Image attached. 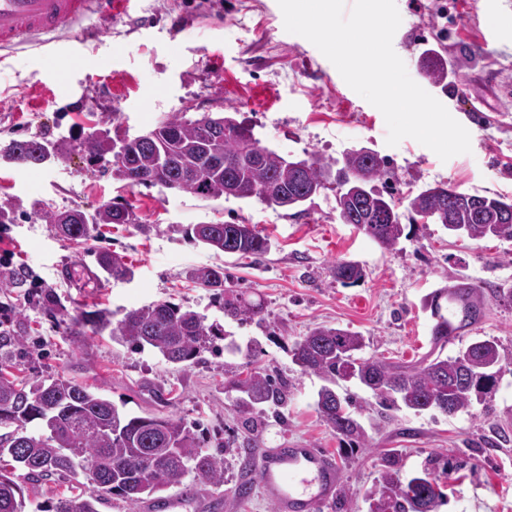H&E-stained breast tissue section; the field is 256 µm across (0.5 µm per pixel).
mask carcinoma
<instances>
[{
	"label": "carcinoma",
	"mask_w": 512,
	"mask_h": 512,
	"mask_svg": "<svg viewBox=\"0 0 512 512\" xmlns=\"http://www.w3.org/2000/svg\"><path fill=\"white\" fill-rule=\"evenodd\" d=\"M154 130L157 134L151 141L128 147L122 163H113L112 173H118L122 165L145 173L160 169L165 188L202 199H258L260 195L251 191L272 183L287 200L288 208L311 199L299 193L300 183L326 188L329 164L311 158L299 173L289 165V159L261 145L253 129L240 123L228 134H216L207 131L200 119L175 115L160 121ZM10 156L22 164L42 165L45 144L37 139L16 140ZM345 167L357 171L354 179L361 185L362 195L346 204L343 197H336L338 220L355 225L386 249L395 248L405 231L396 204L374 188H366L367 183L384 176V160L375 153L363 158L351 153ZM476 199L480 208L459 206L450 215L439 193L423 189L408 198V208L415 215H429L445 229L452 222L472 239L512 241V222L497 221L503 200L481 195ZM382 204L392 209L393 221L374 224L367 220V213ZM41 217L71 239L89 237L100 224H130L143 233L151 228L118 203L99 209L93 224L85 223L78 209L44 210ZM190 236L217 254L262 255L270 250L268 236L251 224H196L190 228ZM99 264L103 273L114 279L131 276L130 269L115 255L101 256ZM334 271L336 279L346 286L364 278L362 269L350 261L337 262ZM192 278L200 287L224 294L223 267L199 268ZM450 291L471 299L467 310L471 323L477 324L485 316L486 298L475 286L458 284L435 291L426 306L435 317L432 336L441 350L448 343V318L440 314V300H448ZM261 313L262 305L248 300L242 292L224 298L227 316L252 320ZM88 326L94 333L108 328L113 341L136 350L150 347L175 364L194 363L221 335L219 329L205 325L197 312L167 301L131 310L115 323L102 311L92 315L82 312L70 318L68 331L72 336H84ZM364 346L365 339L357 332L320 325L292 350V360L301 372L313 373L324 381L317 394V410L351 448L365 445L367 432L347 410L351 396H336V383L345 365H351L354 378L388 407L400 403L417 412L436 410L456 415L483 402L498 383L495 368L512 361V353L491 337L477 338L453 356L438 355L424 365L406 368L356 357ZM9 367V361L0 358V454L8 452L24 473L0 471V512H24L22 484L55 477H81L84 491L49 502L44 512H98L97 505L114 496L134 504L181 485L189 474L203 484L224 483V459L203 450L193 426L171 417L131 416L90 385L64 378L20 379L8 372ZM233 387L247 396L239 403L244 415L259 405L277 410L288 396V383L271 380L258 367L234 380ZM370 496L371 506L384 500L389 512H438L446 500L440 489L431 488L425 495L411 491L402 481L399 457L394 453L388 455Z\"/></svg>",
	"instance_id": "1"
}]
</instances>
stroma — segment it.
Instances as JSON below:
<instances>
[{"instance_id": "35a3bbf8", "label": "stroma", "mask_w": 512, "mask_h": 512, "mask_svg": "<svg viewBox=\"0 0 512 512\" xmlns=\"http://www.w3.org/2000/svg\"><path fill=\"white\" fill-rule=\"evenodd\" d=\"M401 25L393 48L411 79L439 100L470 133L471 151L448 161L411 138L386 143L382 113L353 91L307 39L285 31L277 0H133L128 13H93L68 24L51 43L0 50V207L17 220L0 224V319L22 330L13 347L14 375L63 377L98 388L131 415L170 416L196 426L203 447L224 455V484L194 487L179 512H203L218 498L220 512H274L256 489L250 462L290 443L332 451L342 470L341 504L320 512H368L387 453L403 461V477L429 461H446L440 476L447 502L439 512H512V363L485 402L451 417L434 410H388L355 381L339 393L354 396L351 413L368 433L366 447L347 449L316 409L321 379L301 373L294 344L319 325L360 333L365 358L419 365L435 358L434 321L423 301L458 281L478 286L489 303L472 334L450 341L453 355L473 337L492 336L512 350V242L449 235L441 225L415 221L405 199L430 185L512 202V0H396ZM448 62L438 84L425 74V53ZM226 115L252 128L262 145L290 159L342 161L353 149L384 158L387 173L375 189L398 204L406 236L381 248L336 217V187L328 185L297 208L257 199H201L158 185L133 187L112 177V155L90 158V132L134 138L161 120ZM66 141L70 152L32 167L9 159L16 140ZM122 203L152 227H100L89 240L62 237L43 210L93 211ZM253 224L272 247L259 257L218 254L187 236L195 224ZM122 256L128 280L104 279L99 259ZM362 266L353 286L333 275L337 261ZM223 266L225 288L261 303L260 318L225 316L211 290L191 273ZM26 274L23 286L13 275ZM60 297L71 311L105 310L113 320L144 305L170 301L203 316L236 341L241 353L204 352L198 363L173 365L152 350L114 343L108 333L68 335L44 304ZM265 373L292 382L283 419L263 413L248 430L232 387L247 373L248 347ZM237 451L224 453L226 438ZM244 482L248 499L235 496Z\"/></svg>"}]
</instances>
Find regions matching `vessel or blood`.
Listing matches in <instances>:
<instances>
[{
  "mask_svg": "<svg viewBox=\"0 0 512 512\" xmlns=\"http://www.w3.org/2000/svg\"><path fill=\"white\" fill-rule=\"evenodd\" d=\"M131 0H0V49L58 32L96 12L128 10ZM259 489L277 512H319L341 482L333 455L320 448H281L256 463Z\"/></svg>",
  "mask_w": 512,
  "mask_h": 512,
  "instance_id": "obj_1",
  "label": "vessel or blood"
}]
</instances>
